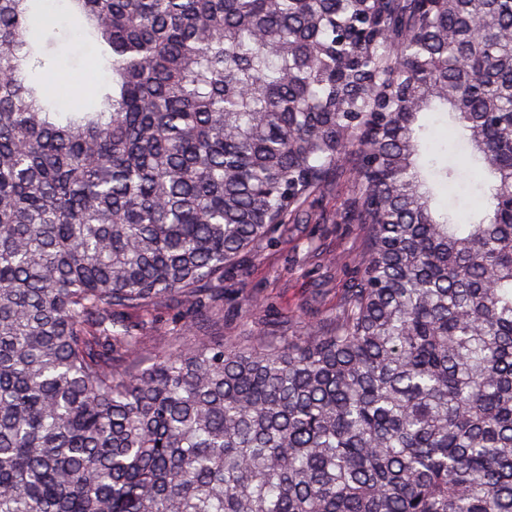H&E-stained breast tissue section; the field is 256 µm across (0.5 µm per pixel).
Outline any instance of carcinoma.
<instances>
[{
  "label": "carcinoma",
  "mask_w": 512,
  "mask_h": 512,
  "mask_svg": "<svg viewBox=\"0 0 512 512\" xmlns=\"http://www.w3.org/2000/svg\"><path fill=\"white\" fill-rule=\"evenodd\" d=\"M68 10L90 99L33 77L46 0H0V512H512V0ZM346 174L333 315L143 366L116 313L217 308ZM425 123L429 126L432 136L429 137V148L424 154V162L427 164L430 160L440 161L446 158L448 152V160L453 156L454 147L452 134L448 130V124L440 114H429L424 118Z\"/></svg>",
  "instance_id": "1"
}]
</instances>
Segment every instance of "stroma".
<instances>
[{
    "label": "stroma",
    "instance_id": "1",
    "mask_svg": "<svg viewBox=\"0 0 512 512\" xmlns=\"http://www.w3.org/2000/svg\"><path fill=\"white\" fill-rule=\"evenodd\" d=\"M78 20L59 21L48 52L55 73L72 76L75 94H85L79 75L89 53L76 30ZM346 196L345 182L317 191L287 230L275 231L260 255H245L224 275V305L204 316L201 333L216 340L251 344L257 337L277 340L288 331H302L335 313L345 288L358 274L349 256L357 252L355 225L340 213ZM258 301L257 314L246 315L249 301ZM175 311L160 308L140 327L138 352L143 361L171 347H186L196 340L174 319Z\"/></svg>",
    "mask_w": 512,
    "mask_h": 512
}]
</instances>
